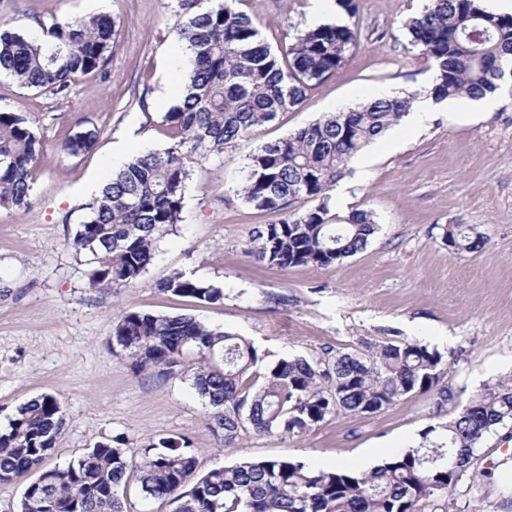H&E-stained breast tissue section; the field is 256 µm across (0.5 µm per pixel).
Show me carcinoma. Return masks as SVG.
<instances>
[{
    "label": "carcinoma",
    "mask_w": 512,
    "mask_h": 512,
    "mask_svg": "<svg viewBox=\"0 0 512 512\" xmlns=\"http://www.w3.org/2000/svg\"><path fill=\"white\" fill-rule=\"evenodd\" d=\"M176 23L186 55L179 105L163 122L173 143L131 157L89 205L70 245L86 257L90 288L116 292L151 265L158 242L183 221L195 158H219L251 129L300 106L306 89L332 76L358 45V29L323 24L300 33L277 53L236 0H180ZM410 44L432 62L435 99L481 98L497 91L496 62L512 64V14L485 10L481 0H431L407 25ZM116 23L98 15L51 25L40 36L0 28V74L20 87L62 94L77 77L112 55ZM417 93L381 97L322 117L246 156L236 194L255 207L279 211L276 224L257 228L247 253L272 267H327L362 250L377 232L373 213L331 210L330 188L355 156L410 110ZM98 131L68 137L70 156L93 147ZM42 145L28 119L0 112V208L26 210ZM301 198L317 205L299 214ZM448 250L471 252L484 236L464 224L445 232ZM159 291L214 304L224 289L180 273ZM137 373L184 375L207 399L208 429L230 442L246 430L301 436L336 413H375L415 392L433 391L441 408L456 398L444 382L443 355L415 340L365 345L326 362L280 360L263 373L254 344L188 315L121 312L112 329ZM512 423V379L484 386L460 405L441 430L388 456L370 471L317 470L302 461L243 459L197 476L194 449L183 437H162L137 452L114 437L98 441L67 465L47 466L65 426L62 403L42 394L16 408L0 432V481L29 472L17 512L35 499L45 512H131L129 477L144 502L167 500L173 512H421L447 499L475 450L499 426Z\"/></svg>",
    "instance_id": "obj_1"
}]
</instances>
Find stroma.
Listing matches in <instances>:
<instances>
[{
  "mask_svg": "<svg viewBox=\"0 0 512 512\" xmlns=\"http://www.w3.org/2000/svg\"><path fill=\"white\" fill-rule=\"evenodd\" d=\"M428 0H355L336 22L360 31L357 48L303 104L254 127L246 141L196 165L184 221L158 244L147 272L120 292L89 288L69 239L94 199L85 186L112 174L116 144L126 156L170 146L163 118L181 95L173 32L175 0H0V22L31 35L43 26L105 14L120 27L101 70L53 95L0 76V112L26 117L42 143L26 211L0 209V430L17 406L43 393L62 403L66 425L49 465L96 442L123 437L138 449L182 436L198 474L242 458L301 460L320 470L359 469L366 459L416 448L424 431L455 414L417 392L378 412L331 416L299 437L246 430L227 444L206 427L208 406L176 375L135 373L112 347L114 317L132 309L188 314L250 339L266 370L282 359L361 353L366 343L407 338L442 353L444 378L472 395L512 375V79L477 105L449 100L369 166L348 167L330 192L334 211L368 210L379 231L362 251L325 268H271L249 257L255 228L280 213L235 193L247 155L329 112L382 96L421 91L434 69L412 47L406 21ZM272 49L310 28L311 0H238ZM95 129L80 156L63 153L69 134ZM471 225L486 243L449 252V225ZM223 288L215 304L161 293L172 274ZM512 427L491 432L449 494L450 512H512Z\"/></svg>",
  "mask_w": 512,
  "mask_h": 512,
  "instance_id": "1",
  "label": "stroma"
}]
</instances>
